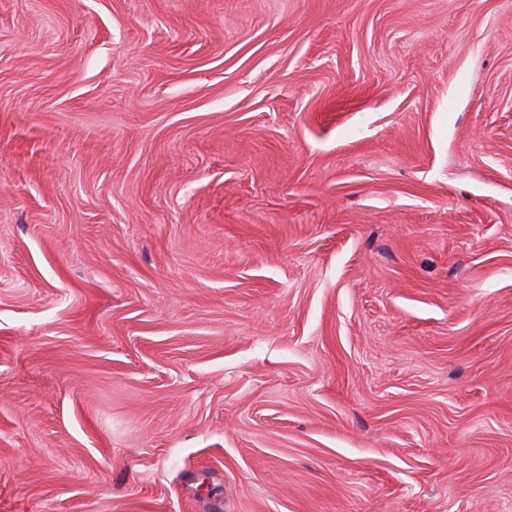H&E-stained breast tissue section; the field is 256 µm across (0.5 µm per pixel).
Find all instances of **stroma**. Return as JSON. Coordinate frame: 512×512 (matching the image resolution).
Instances as JSON below:
<instances>
[{
	"instance_id": "35a3bbf8",
	"label": "stroma",
	"mask_w": 512,
	"mask_h": 512,
	"mask_svg": "<svg viewBox=\"0 0 512 512\" xmlns=\"http://www.w3.org/2000/svg\"><path fill=\"white\" fill-rule=\"evenodd\" d=\"M0 512H512V0H0Z\"/></svg>"
}]
</instances>
